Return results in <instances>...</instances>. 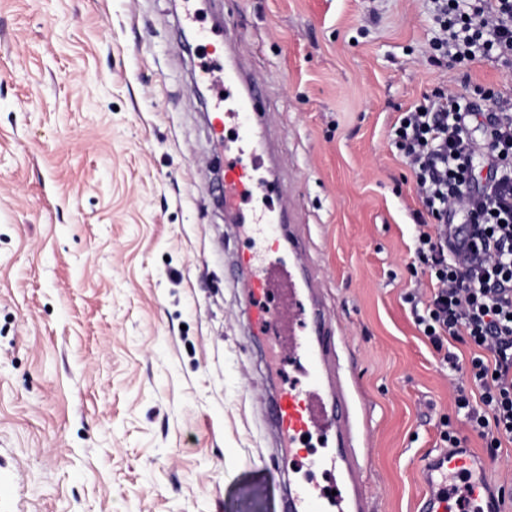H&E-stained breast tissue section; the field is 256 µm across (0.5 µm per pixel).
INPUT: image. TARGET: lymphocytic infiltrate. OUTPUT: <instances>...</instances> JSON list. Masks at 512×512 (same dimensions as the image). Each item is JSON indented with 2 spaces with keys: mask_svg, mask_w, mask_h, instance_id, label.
Instances as JSON below:
<instances>
[{
  "mask_svg": "<svg viewBox=\"0 0 512 512\" xmlns=\"http://www.w3.org/2000/svg\"><path fill=\"white\" fill-rule=\"evenodd\" d=\"M433 2V51L456 63L479 55L512 60V0ZM473 94L494 100L495 110L437 88L398 118L390 144L407 159L427 216L412 242L431 292L416 289L404 301L449 376L465 377L455 403L466 425L497 449L512 439V97L480 86ZM479 154L489 173L475 188ZM452 340L477 348L469 364L448 351Z\"/></svg>",
  "mask_w": 512,
  "mask_h": 512,
  "instance_id": "f902f5d3",
  "label": "lymphocytic infiltrate"
}]
</instances>
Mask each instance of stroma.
Masks as SVG:
<instances>
[{"label":"stroma","mask_w":512,"mask_h":512,"mask_svg":"<svg viewBox=\"0 0 512 512\" xmlns=\"http://www.w3.org/2000/svg\"><path fill=\"white\" fill-rule=\"evenodd\" d=\"M187 7L268 86L265 166L352 343L374 512H414L462 422L404 301L422 205L389 132L437 86L512 96V66L433 57L425 0H0V512H280ZM468 445L512 512V441Z\"/></svg>","instance_id":"35a3bbf8"}]
</instances>
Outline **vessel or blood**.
<instances>
[{
  "label": "vessel or blood",
  "mask_w": 512,
  "mask_h": 512,
  "mask_svg": "<svg viewBox=\"0 0 512 512\" xmlns=\"http://www.w3.org/2000/svg\"><path fill=\"white\" fill-rule=\"evenodd\" d=\"M222 54L202 65L193 78L197 94L212 92L206 114L209 133L221 139L226 126L242 127L235 146L224 150V174L217 192L224 206V221L236 225L241 248L230 261L232 282L247 298L248 330L256 341L269 340L279 326H287L288 355L304 371V386L271 382L268 425L273 432L280 463L285 467L308 466L329 476L322 486L305 478L290 481L283 495L281 512H374L367 483L370 467L364 449L366 410L349 381L352 345L343 334L331 332L317 271L309 255L300 225L275 221L276 211L253 204L254 193L283 197L278 177L254 183L257 164L255 138L267 137L268 119L257 108L263 83L243 68L235 77L241 94L227 106L224 88V58L233 54L238 33L225 25L218 34ZM318 435L322 453L301 462L298 442ZM487 464L466 448H444L423 456L416 469L422 492L415 512H505L495 487L486 478ZM465 475L469 488L462 507H454V478Z\"/></svg>",
  "instance_id": "b4317fda"
}]
</instances>
